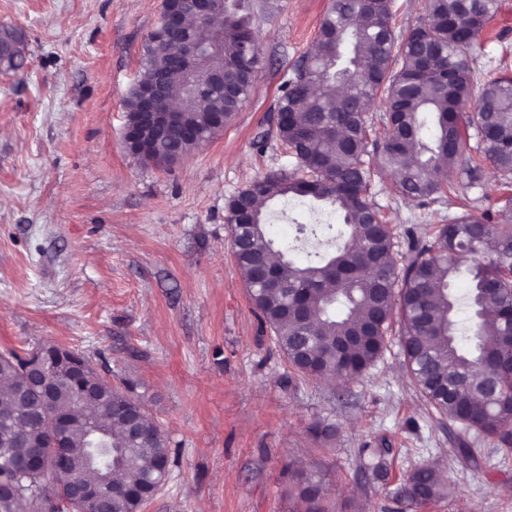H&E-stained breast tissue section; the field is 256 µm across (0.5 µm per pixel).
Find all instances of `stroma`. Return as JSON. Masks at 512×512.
<instances>
[{
  "mask_svg": "<svg viewBox=\"0 0 512 512\" xmlns=\"http://www.w3.org/2000/svg\"><path fill=\"white\" fill-rule=\"evenodd\" d=\"M329 0H250L260 63L235 119L180 163L128 154L125 99L140 77L161 0H0V28L19 31L22 71H0V352L51 343L109 363L169 441L161 490L141 512H304L290 470H318L323 512H399L419 466L448 491L419 512H512V444L479 439L465 460L412 384L398 331L359 379L296 374L261 326L234 262L225 204L295 161L259 143L279 88L311 51ZM475 87L512 78V0L471 46ZM501 177L458 173L429 204L404 198L388 172L371 195L394 235L427 236L463 210L498 213ZM268 232L303 263L326 239L299 242L294 219L341 222L318 202L269 203ZM332 426L326 438L309 428ZM384 460V478L371 467Z\"/></svg>",
  "mask_w": 512,
  "mask_h": 512,
  "instance_id": "1",
  "label": "stroma"
}]
</instances>
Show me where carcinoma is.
<instances>
[{"instance_id": "carcinoma-1", "label": "carcinoma", "mask_w": 512, "mask_h": 512, "mask_svg": "<svg viewBox=\"0 0 512 512\" xmlns=\"http://www.w3.org/2000/svg\"><path fill=\"white\" fill-rule=\"evenodd\" d=\"M496 11L497 0H424V16L398 37L392 0H330L316 50L284 80L276 108L282 117L275 132L293 151L295 170L270 172L241 191L244 204L230 198L225 205V221L236 242L233 257L246 272L249 299L288 364L318 379L358 378L380 358L390 324L399 319L410 377L439 420L466 435L461 440L466 454L481 437L508 442L501 429L512 422V195L502 205L504 223L492 222L485 212L465 211L449 224L434 225L427 239L412 242L407 261L398 265L391 228L369 195L367 113L385 108L381 153L399 192L410 200H436L450 188L448 174L456 170L478 180L486 161L501 176L512 175V79L493 80L477 96V109L490 113L478 160L467 150L475 115L458 111V104L473 96L466 50L483 30V20ZM224 13L227 17L215 23L186 18L184 32L204 41L199 57L190 62L176 54L184 32L145 42L140 78L125 99L128 122L139 110V88L156 81L167 85L199 131L209 130L219 112L226 124L235 118L259 63L245 53V45L257 36L243 0H224ZM217 29L218 56L224 60L222 93L189 82V72L202 76L212 67L210 38ZM24 64L22 37L1 28L0 67L16 72ZM338 87L343 89L339 98ZM425 115L433 120L429 135ZM200 143L179 137L162 142L149 161L169 166ZM289 196L314 200L343 219L338 229L298 222L299 237L331 232L343 245L316 252L305 264L277 254L267 235L265 208ZM463 264L470 280L460 297L452 285ZM462 305L471 314L465 330L457 319ZM110 373L101 374L88 358L55 344L22 355L13 350L0 354V448L6 453L0 459V483L15 485L13 493L0 489V512H19L22 505L32 510L41 495L71 502L72 486L95 462L107 467L103 479L117 493L131 481L152 482L158 463L170 465L168 439L147 413L139 423L146 443L137 449L122 416L84 399V387L92 383L116 403L135 402L128 396L133 388L112 386ZM47 405L72 420L61 442L36 422ZM91 421L110 431V447H94L87 430ZM19 422L25 426L22 433ZM37 446L63 452L66 470L17 478L10 463ZM291 480L306 512H319L326 493L321 472H294ZM443 492L435 470L423 465L411 472L398 497L414 509ZM150 499V494L104 499L100 508L139 512Z\"/></svg>"}]
</instances>
